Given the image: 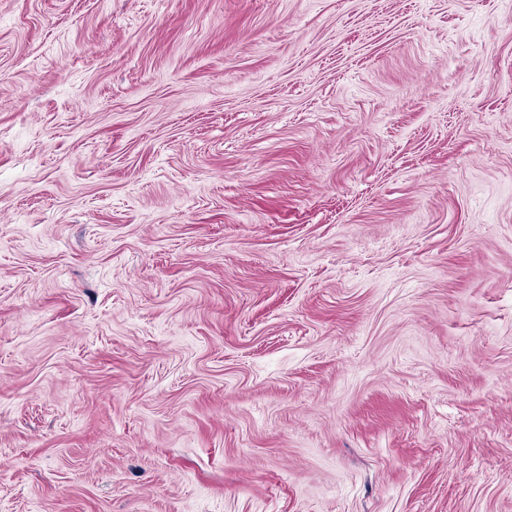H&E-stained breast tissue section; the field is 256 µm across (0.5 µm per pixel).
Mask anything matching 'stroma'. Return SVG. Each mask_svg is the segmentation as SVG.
Wrapping results in <instances>:
<instances>
[{
	"instance_id": "stroma-1",
	"label": "stroma",
	"mask_w": 512,
	"mask_h": 512,
	"mask_svg": "<svg viewBox=\"0 0 512 512\" xmlns=\"http://www.w3.org/2000/svg\"><path fill=\"white\" fill-rule=\"evenodd\" d=\"M0 512H512V0H0Z\"/></svg>"
}]
</instances>
